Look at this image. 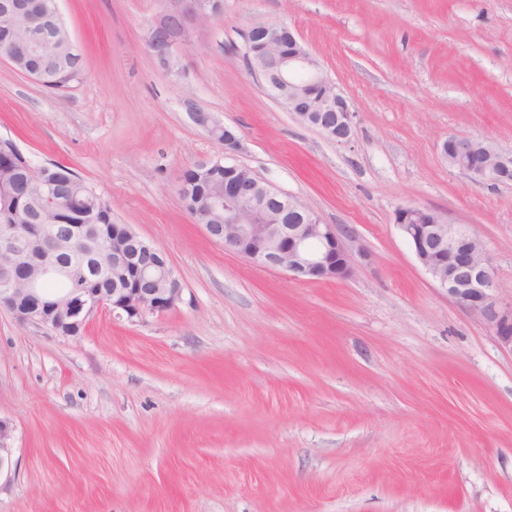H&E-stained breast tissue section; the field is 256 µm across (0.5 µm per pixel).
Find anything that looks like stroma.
I'll return each mask as SVG.
<instances>
[{
  "mask_svg": "<svg viewBox=\"0 0 512 512\" xmlns=\"http://www.w3.org/2000/svg\"><path fill=\"white\" fill-rule=\"evenodd\" d=\"M82 75L45 88L0 60V137L93 185L163 249L178 306L76 338L0 310V512H512V350L448 298L394 223L467 225L512 302V184L476 185L448 136L512 151V0H224L170 67L163 0H57ZM286 25L351 103L337 143L250 73L243 36ZM235 127L240 164L350 229L346 280L259 270L184 210V170Z\"/></svg>",
  "mask_w": 512,
  "mask_h": 512,
  "instance_id": "stroma-1",
  "label": "stroma"
}]
</instances>
